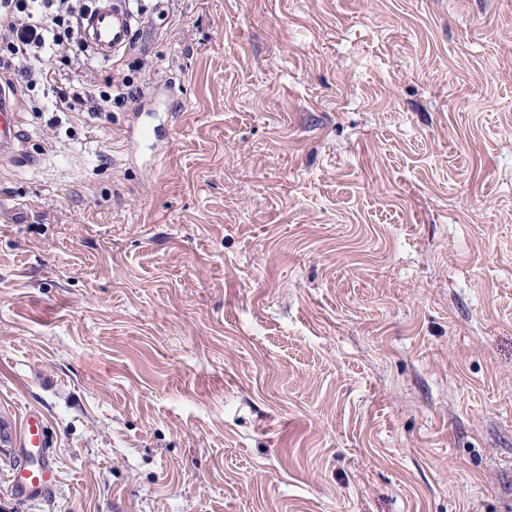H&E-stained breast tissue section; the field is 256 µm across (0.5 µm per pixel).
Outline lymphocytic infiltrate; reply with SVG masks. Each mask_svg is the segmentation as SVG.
<instances>
[{
	"instance_id": "f902f5d3",
	"label": "lymphocytic infiltrate",
	"mask_w": 512,
	"mask_h": 512,
	"mask_svg": "<svg viewBox=\"0 0 512 512\" xmlns=\"http://www.w3.org/2000/svg\"><path fill=\"white\" fill-rule=\"evenodd\" d=\"M95 0H0V69L21 61L17 77L26 87L43 86L51 109L74 117L100 115L124 100L128 75L104 70L87 51L82 25ZM84 77L82 86L64 85L65 71Z\"/></svg>"
}]
</instances>
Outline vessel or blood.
Masks as SVG:
<instances>
[{
  "label": "vessel or blood",
  "mask_w": 512,
  "mask_h": 512,
  "mask_svg": "<svg viewBox=\"0 0 512 512\" xmlns=\"http://www.w3.org/2000/svg\"><path fill=\"white\" fill-rule=\"evenodd\" d=\"M137 13L131 0H99L86 22V42L94 55L103 61L112 60L129 51L132 46ZM168 124L150 126L142 121L141 112H133L132 122L125 128L127 142L138 145L151 143L155 148L168 144ZM29 137L22 125L15 91L0 85V164L30 168L40 161L28 148ZM45 418L36 410L27 411L18 425L0 424V443H19L24 447L46 448ZM55 472L50 461L35 468L19 465L8 481L12 492H44L52 488Z\"/></svg>",
  "instance_id": "1"
}]
</instances>
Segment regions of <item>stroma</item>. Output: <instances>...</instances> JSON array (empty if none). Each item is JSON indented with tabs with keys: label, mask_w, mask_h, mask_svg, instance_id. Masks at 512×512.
Here are the masks:
<instances>
[{
	"label": "stroma",
	"mask_w": 512,
	"mask_h": 512,
	"mask_svg": "<svg viewBox=\"0 0 512 512\" xmlns=\"http://www.w3.org/2000/svg\"><path fill=\"white\" fill-rule=\"evenodd\" d=\"M0 168V512H512V0H173ZM177 109L144 170L123 132ZM45 418L43 414L37 410H28L21 418L18 427L11 424H0V443L14 442L23 445L24 448L34 447L45 450L47 441L45 436ZM8 486L13 493L26 491L45 492L52 488L55 482V472L49 459L44 455L42 463L37 468H28L27 462L21 463L11 472Z\"/></svg>",
	"instance_id": "35a3bbf8"
}]
</instances>
